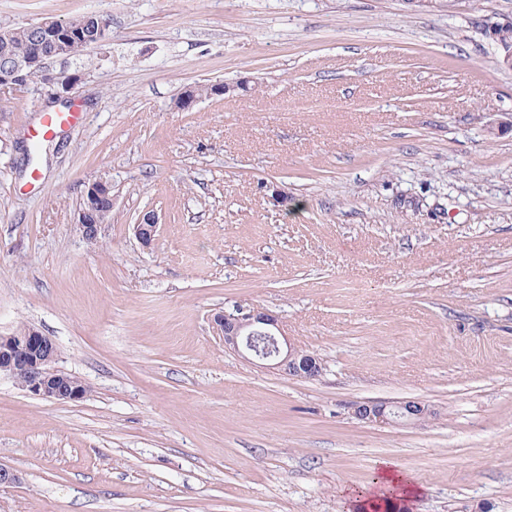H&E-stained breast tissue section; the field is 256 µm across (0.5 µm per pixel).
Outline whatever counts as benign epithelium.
I'll use <instances>...</instances> for the list:
<instances>
[{
    "label": "benign epithelium",
    "instance_id": "obj_1",
    "mask_svg": "<svg viewBox=\"0 0 512 512\" xmlns=\"http://www.w3.org/2000/svg\"><path fill=\"white\" fill-rule=\"evenodd\" d=\"M86 44L83 24L46 19L36 25L28 55L0 65V86L26 84L41 77L51 56L59 52L65 57L74 56ZM77 81V75L64 71L47 78L53 95L60 99ZM228 91L229 85L215 83L208 85V92L202 95L199 86L186 85L177 93L173 105L178 111H189L199 101ZM84 197L77 228L87 244L96 246L101 243L106 217L112 213V182L99 178L89 183ZM133 231L142 246H151L159 232L158 215L153 211L143 213L133 225ZM214 324L224 347L244 359L261 361L264 367L297 379L314 380L322 374L320 360L295 347L283 333L276 316L261 308H239L218 314L214 317ZM57 360L55 342L31 327L23 334L0 336V375H7L21 389L45 399L77 402L86 398L85 383L56 369L54 364ZM351 414L367 423L401 421L418 426L432 417L434 410L419 399H410L390 405L359 402L352 405Z\"/></svg>",
    "mask_w": 512,
    "mask_h": 512
}]
</instances>
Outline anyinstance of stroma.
<instances>
[{
	"label": "stroma",
	"mask_w": 512,
	"mask_h": 512,
	"mask_svg": "<svg viewBox=\"0 0 512 512\" xmlns=\"http://www.w3.org/2000/svg\"><path fill=\"white\" fill-rule=\"evenodd\" d=\"M88 13L110 39L45 68L79 74L82 123L30 154L61 105L0 93V335L39 330L90 387L0 376V512H349L382 460L420 490L406 512H512V70L475 25L512 0H0V28ZM238 306L322 376L225 349ZM408 398L434 416L351 414ZM230 91V86L223 83L208 84V92L204 90V94L197 85H186L182 87L174 98V108L178 111H189L205 98L212 96H220ZM198 94H202L198 96ZM84 197L76 226L82 239L90 246H96L101 243L106 217L112 213V182L99 178L89 183ZM159 226L158 215L154 211H147L133 225V231L142 246L150 247L156 240ZM351 414L367 423H389L401 421L406 425L418 426L426 422L435 412L419 399L403 400L393 404L359 402L352 405Z\"/></svg>",
	"instance_id": "35a3bbf8"
}]
</instances>
